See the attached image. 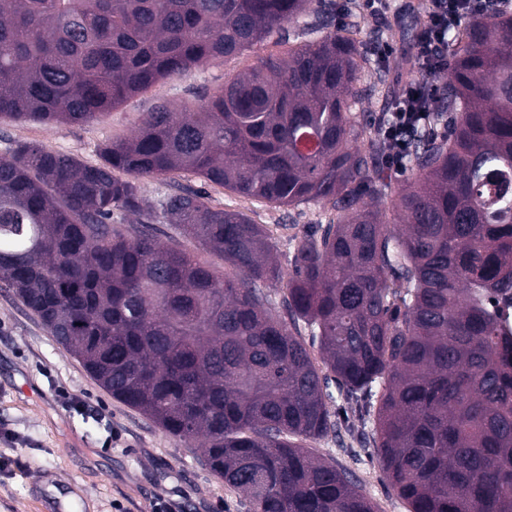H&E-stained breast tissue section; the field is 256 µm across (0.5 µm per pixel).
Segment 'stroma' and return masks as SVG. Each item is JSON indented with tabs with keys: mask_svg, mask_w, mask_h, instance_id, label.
<instances>
[{
	"mask_svg": "<svg viewBox=\"0 0 512 512\" xmlns=\"http://www.w3.org/2000/svg\"><path fill=\"white\" fill-rule=\"evenodd\" d=\"M253 59L248 53L173 76L83 125L0 121V150L28 142L97 160L98 147L129 136L157 100L194 107L198 91L216 90ZM208 195L214 206H231L265 225L284 266L292 258V236L315 221L306 208L273 209L217 185ZM311 449L351 473L377 512H408L375 450L354 457L328 441ZM58 498L72 503L73 512H158L165 506L250 512L248 500L209 470L200 451L112 399L11 289L0 288V512H50Z\"/></svg>",
	"mask_w": 512,
	"mask_h": 512,
	"instance_id": "obj_1",
	"label": "stroma"
}]
</instances>
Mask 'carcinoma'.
<instances>
[{
  "label": "carcinoma",
  "mask_w": 512,
  "mask_h": 512,
  "mask_svg": "<svg viewBox=\"0 0 512 512\" xmlns=\"http://www.w3.org/2000/svg\"><path fill=\"white\" fill-rule=\"evenodd\" d=\"M310 13L289 43L285 24ZM335 20L336 0H0V120L88 123L175 74L288 45L193 110L157 104L95 162L1 152L0 284L252 512H376L308 447L343 445L351 412L409 512H512V339L492 309L512 293V12L448 29V70L418 93L434 131L402 181L357 110L402 90L364 84L357 22ZM179 172L325 223L286 273L265 226L205 190L146 201L142 180Z\"/></svg>",
  "instance_id": "1"
}]
</instances>
